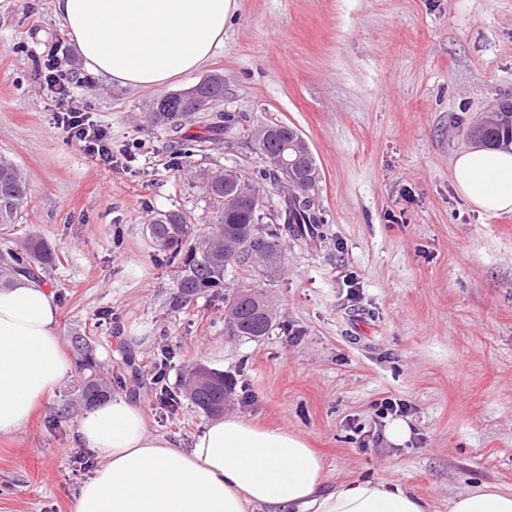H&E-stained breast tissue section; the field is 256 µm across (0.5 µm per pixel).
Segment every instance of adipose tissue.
I'll use <instances>...</instances> for the list:
<instances>
[{"label":"adipose tissue","mask_w":512,"mask_h":512,"mask_svg":"<svg viewBox=\"0 0 512 512\" xmlns=\"http://www.w3.org/2000/svg\"><path fill=\"white\" fill-rule=\"evenodd\" d=\"M234 0H53L84 65L112 83L159 88L204 66L224 43ZM456 192L479 212L512 213V151L479 144L452 162ZM71 364L49 287L20 279L0 289V435L26 426ZM75 434L98 464L72 512H428L396 482L327 487L320 454L287 429L235 413L212 419L190 447L152 432L141 406L116 395L88 407ZM450 512H512V494L487 486Z\"/></svg>","instance_id":"1"}]
</instances>
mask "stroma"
<instances>
[{
  "label": "stroma",
  "mask_w": 512,
  "mask_h": 512,
  "mask_svg": "<svg viewBox=\"0 0 512 512\" xmlns=\"http://www.w3.org/2000/svg\"><path fill=\"white\" fill-rule=\"evenodd\" d=\"M76 56L51 0H0V156L29 187L0 248L40 238L54 251L40 277L68 360L72 333L87 336L111 394L185 445L210 417L186 399L160 410L150 378L164 348L169 387L196 364L232 378L250 402L225 412L305 436L329 486L398 481L431 512L486 485L512 493V214L475 211L451 173L473 122L512 102V0H238L214 58L173 82L222 74L225 110L295 126L321 170L325 240L251 276L277 313L259 339L226 329L223 294L173 306V268L148 225L177 209L203 231L196 172L263 159L222 141L173 158L150 112L167 89L112 84ZM49 60L75 70L111 167L55 127ZM387 397L411 407L404 442L375 415ZM83 410L73 371L0 436V512H72L89 477Z\"/></svg>",
  "instance_id": "obj_1"
}]
</instances>
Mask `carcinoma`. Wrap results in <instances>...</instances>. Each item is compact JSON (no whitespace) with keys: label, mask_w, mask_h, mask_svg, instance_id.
<instances>
[{"label":"carcinoma","mask_w":512,"mask_h":512,"mask_svg":"<svg viewBox=\"0 0 512 512\" xmlns=\"http://www.w3.org/2000/svg\"><path fill=\"white\" fill-rule=\"evenodd\" d=\"M197 99L190 102L178 93H170L157 100L152 114L157 123L170 134L169 147L176 154L189 158L202 152L206 144L222 138L230 143L249 139L252 128L245 112H226L224 103V77L218 73L194 85ZM509 112H491L478 120L469 135L486 144H512V102L501 103ZM200 127L203 132L190 135L187 130ZM269 127L279 136L269 139L268 150L277 151L281 136H300V132L286 123H271ZM297 178L312 186L321 183L320 169L314 155H309L295 169ZM258 180L272 190L276 202L270 212L257 213L253 207L240 202L229 207L224 199L237 193V186L224 183V172L219 169L202 174L203 188L212 205L206 231L181 240L172 232L188 226L186 216L179 211L158 214L152 221V238L160 251L170 253L176 263L177 295L174 307H179L201 294L216 292L227 287L228 274H236L232 291L224 294V322L237 336L258 339L270 333L274 326V311L263 294L252 286L249 274L254 251H263L278 259L288 241L305 243L324 240L326 224L318 193L310 195L279 187L275 171L265 167L256 170L250 180ZM28 186L22 171L13 163L0 159V229L14 224L27 203ZM231 239L240 247L234 264L224 263V239ZM55 260L48 245L32 240L21 250L0 252V287L11 285L16 279L34 277V271L51 265ZM77 370L81 378V397L85 403H94L107 397L97 377L94 349L88 345L74 347ZM212 382L189 394L186 374H181L179 395L189 399L196 407L211 414L230 398V380L211 372Z\"/></svg>","instance_id":"obj_1"}]
</instances>
